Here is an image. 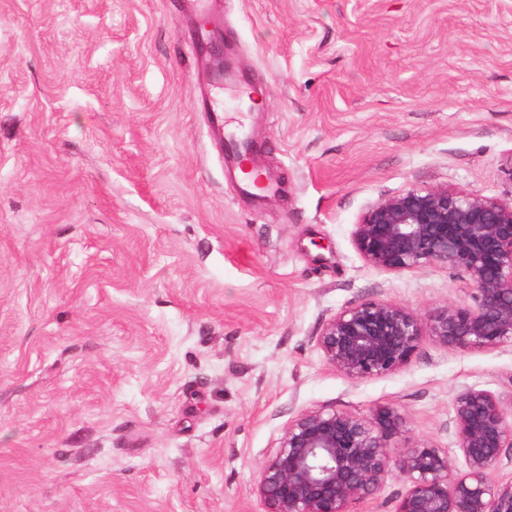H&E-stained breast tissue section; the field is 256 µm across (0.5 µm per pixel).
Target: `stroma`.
I'll return each instance as SVG.
<instances>
[{
	"label": "stroma",
	"mask_w": 512,
	"mask_h": 512,
	"mask_svg": "<svg viewBox=\"0 0 512 512\" xmlns=\"http://www.w3.org/2000/svg\"><path fill=\"white\" fill-rule=\"evenodd\" d=\"M203 17L261 97L208 80ZM232 133L280 192L243 194ZM411 188L512 204V0H0V512H263L307 410L454 449L455 391L512 400V345L365 380L318 345L361 302L474 305L355 248Z\"/></svg>",
	"instance_id": "35a3bbf8"
}]
</instances>
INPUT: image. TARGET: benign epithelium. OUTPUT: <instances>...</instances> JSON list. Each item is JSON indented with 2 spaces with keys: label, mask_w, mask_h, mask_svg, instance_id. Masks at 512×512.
I'll return each mask as SVG.
<instances>
[{
  "label": "benign epithelium",
  "mask_w": 512,
  "mask_h": 512,
  "mask_svg": "<svg viewBox=\"0 0 512 512\" xmlns=\"http://www.w3.org/2000/svg\"><path fill=\"white\" fill-rule=\"evenodd\" d=\"M199 23V48L224 57V35ZM366 263L399 273L427 265L463 272L475 305L447 303L419 315L392 301L346 307L323 326L328 363L363 380L406 367L430 336L460 352L512 344V205L446 189H409L371 206L352 230ZM457 469L448 452L425 442L393 445L404 418L392 406L371 417L308 410L288 422L278 450L262 466L257 493L265 512H358L392 469L410 486L394 512H512V481L497 478L512 457V402L474 386L451 401Z\"/></svg>",
  "instance_id": "7a95c632"
}]
</instances>
